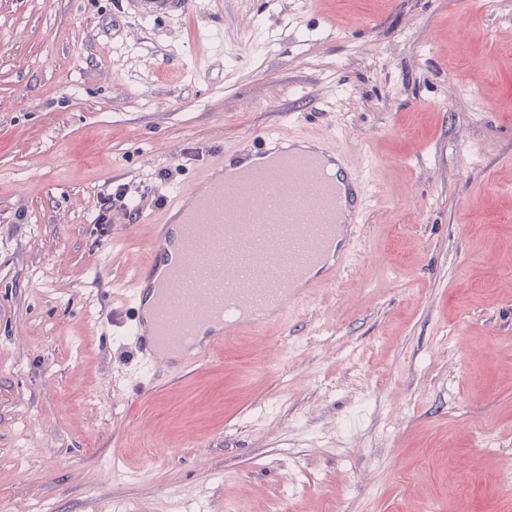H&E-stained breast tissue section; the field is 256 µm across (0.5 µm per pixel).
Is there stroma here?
<instances>
[{
  "instance_id": "obj_1",
  "label": "stroma",
  "mask_w": 512,
  "mask_h": 512,
  "mask_svg": "<svg viewBox=\"0 0 512 512\" xmlns=\"http://www.w3.org/2000/svg\"><path fill=\"white\" fill-rule=\"evenodd\" d=\"M347 146L335 287L139 389L150 224L245 138ZM512 512V0H0V512ZM141 13L148 17L183 15L188 10V0H138ZM126 195L127 194L125 193V191L120 188H117L113 194L112 192H108L107 190V193H104L101 199L99 200L100 208L97 216V224L110 223V221L107 220L108 217L106 212L112 210V207L116 205V202H120V207H126L129 210L128 214L132 222L136 221L139 218V214L140 219H142V221L145 222L148 219V217L144 215L143 212H140L138 206L132 205L131 207H129V205L124 202L126 199Z\"/></svg>"
}]
</instances>
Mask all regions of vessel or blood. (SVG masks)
<instances>
[{
    "mask_svg": "<svg viewBox=\"0 0 512 512\" xmlns=\"http://www.w3.org/2000/svg\"><path fill=\"white\" fill-rule=\"evenodd\" d=\"M140 10L148 17L185 14L188 0H138ZM285 136L265 131L253 136L246 146L261 160L254 165L226 171L223 181L203 178L192 193L193 209L184 213L180 226V239L203 235L224 252L227 265L232 266V286L223 281L204 280L202 287L185 288L181 285L184 265L196 264L206 268L212 263L208 254L171 251L170 226L164 217H156V236L152 243L155 264L137 273L126 288V310L119 319L126 326L129 341L135 349L140 368L152 367L158 360L170 358L172 351L194 343L193 336L170 335L168 321L180 318L182 306L194 309L197 325L221 323L220 333L211 335L197 345L198 355L207 357L223 345L225 336L250 331L257 333L267 328V309L287 312L302 295L316 288L311 273L317 267L325 269V283H333L347 254L341 249L348 239L351 224L357 223L365 210L366 184L360 172L346 166L344 153H337L343 162V172H334L321 154L296 153L285 149ZM268 172L276 173L278 182L274 191L279 207L295 213V223L278 239L280 251L298 250L299 255L288 269L287 276L269 272L257 277L251 268L241 266L239 251L254 234L256 227L251 218L238 209L236 187ZM223 197V210L211 207L214 197ZM152 286L155 293L154 308L159 315L151 326H144L141 314L144 288ZM168 319H161V312ZM195 344V343H194Z\"/></svg>",
    "mask_w": 512,
    "mask_h": 512,
    "instance_id": "1",
    "label": "vessel or blood"
}]
</instances>
